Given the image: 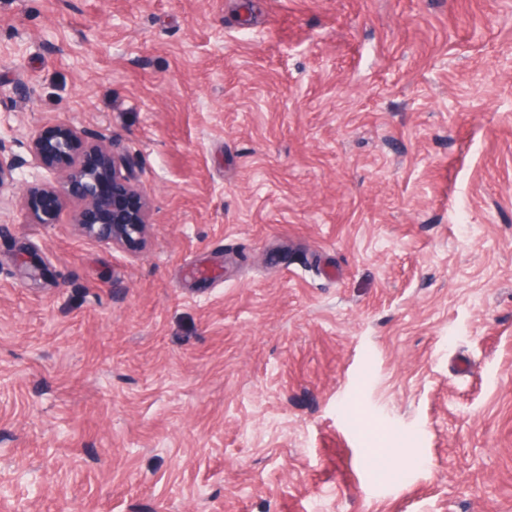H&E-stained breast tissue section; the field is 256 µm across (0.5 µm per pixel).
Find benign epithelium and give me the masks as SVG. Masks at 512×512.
I'll use <instances>...</instances> for the list:
<instances>
[{"label":"benign epithelium","mask_w":512,"mask_h":512,"mask_svg":"<svg viewBox=\"0 0 512 512\" xmlns=\"http://www.w3.org/2000/svg\"><path fill=\"white\" fill-rule=\"evenodd\" d=\"M136 164L105 133L60 123L51 138H31L25 156L0 139V196L13 189L15 170L33 168L27 192L41 203L40 223H54L59 210L72 204L81 235L132 250L146 239L150 209L130 176ZM41 171L53 178L43 179Z\"/></svg>","instance_id":"obj_1"}]
</instances>
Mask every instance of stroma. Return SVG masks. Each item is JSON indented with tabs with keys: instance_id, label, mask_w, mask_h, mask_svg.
<instances>
[{
	"instance_id": "obj_1",
	"label": "stroma",
	"mask_w": 512,
	"mask_h": 512,
	"mask_svg": "<svg viewBox=\"0 0 512 512\" xmlns=\"http://www.w3.org/2000/svg\"><path fill=\"white\" fill-rule=\"evenodd\" d=\"M61 122L149 235L15 172L0 512H512V0H0V138ZM136 164V157L105 133L66 123L56 125L50 139L31 138L27 156L0 138V204L2 195L14 187V171L33 168L36 173L27 192L41 203V224L54 223L59 210L72 204L81 235L133 250L146 239L150 209L130 176ZM39 171L53 178L44 180Z\"/></svg>"
}]
</instances>
